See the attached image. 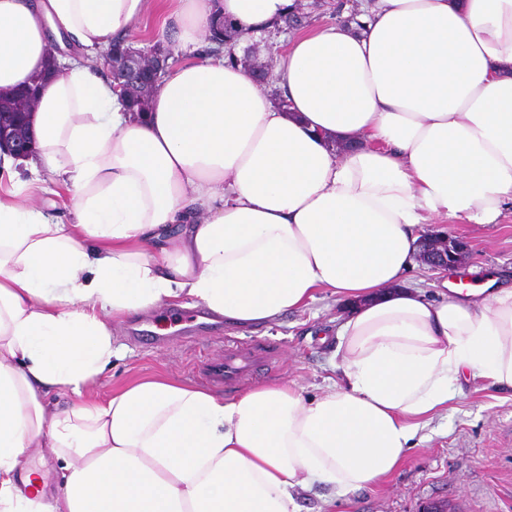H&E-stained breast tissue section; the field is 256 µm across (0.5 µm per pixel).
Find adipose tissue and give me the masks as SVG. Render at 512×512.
Returning a JSON list of instances; mask_svg holds the SVG:
<instances>
[{
    "mask_svg": "<svg viewBox=\"0 0 512 512\" xmlns=\"http://www.w3.org/2000/svg\"><path fill=\"white\" fill-rule=\"evenodd\" d=\"M146 9L0 0V98L53 40L77 49L40 89L32 153L0 150V171L69 186L75 216L0 195V512H300L309 484L393 472L461 377L512 389V287L436 301L410 283L426 224L512 209V0H359L287 40L269 87L235 56L300 0H171L174 60L131 112L101 54ZM218 15L234 40L195 59ZM322 291L349 310L317 396L161 376L91 394L112 317L190 299L267 325Z\"/></svg>",
    "mask_w": 512,
    "mask_h": 512,
    "instance_id": "obj_1",
    "label": "adipose tissue"
}]
</instances>
